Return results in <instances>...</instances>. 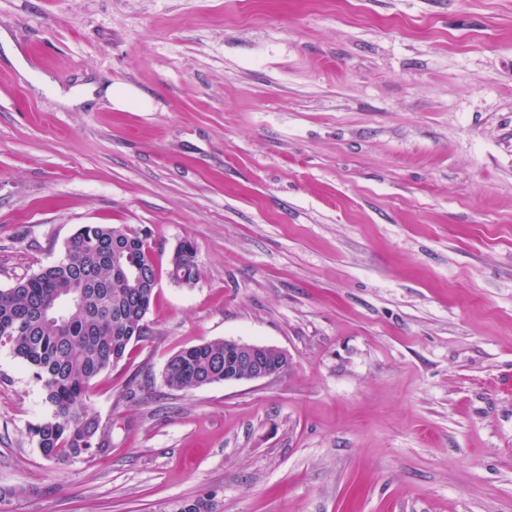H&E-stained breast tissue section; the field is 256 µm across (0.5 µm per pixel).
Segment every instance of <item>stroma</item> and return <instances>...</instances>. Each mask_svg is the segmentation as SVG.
<instances>
[{"instance_id": "35a3bbf8", "label": "stroma", "mask_w": 512, "mask_h": 512, "mask_svg": "<svg viewBox=\"0 0 512 512\" xmlns=\"http://www.w3.org/2000/svg\"><path fill=\"white\" fill-rule=\"evenodd\" d=\"M2 32L0 289L86 224L146 230L158 280L90 392L107 454H39L0 346V512H512V0H0ZM224 338L291 365L164 385ZM173 254L168 264L167 274H170V270L172 268L171 263L175 262L177 266V275L181 279V282L175 284L191 285L198 276V264L194 245L188 240L182 241L179 246V251L175 257Z\"/></svg>"}]
</instances>
